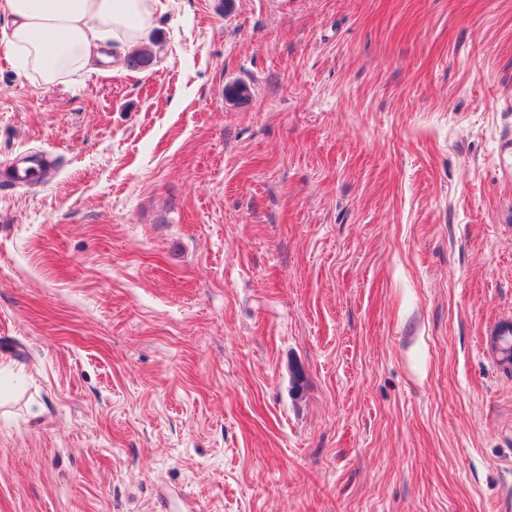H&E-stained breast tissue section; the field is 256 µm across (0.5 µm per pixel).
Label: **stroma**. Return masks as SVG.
<instances>
[{
  "label": "stroma",
  "instance_id": "35a3bbf8",
  "mask_svg": "<svg viewBox=\"0 0 512 512\" xmlns=\"http://www.w3.org/2000/svg\"><path fill=\"white\" fill-rule=\"evenodd\" d=\"M162 2L0 16V512H512V0ZM161 0H1L12 18L6 43L20 65L53 83L85 67L100 35L136 47Z\"/></svg>",
  "mask_w": 512,
  "mask_h": 512
}]
</instances>
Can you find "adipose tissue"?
<instances>
[{
  "instance_id": "obj_1",
  "label": "adipose tissue",
  "mask_w": 512,
  "mask_h": 512,
  "mask_svg": "<svg viewBox=\"0 0 512 512\" xmlns=\"http://www.w3.org/2000/svg\"><path fill=\"white\" fill-rule=\"evenodd\" d=\"M161 0H0L11 17L6 38L20 65L46 83L85 67L99 36L136 47Z\"/></svg>"
}]
</instances>
